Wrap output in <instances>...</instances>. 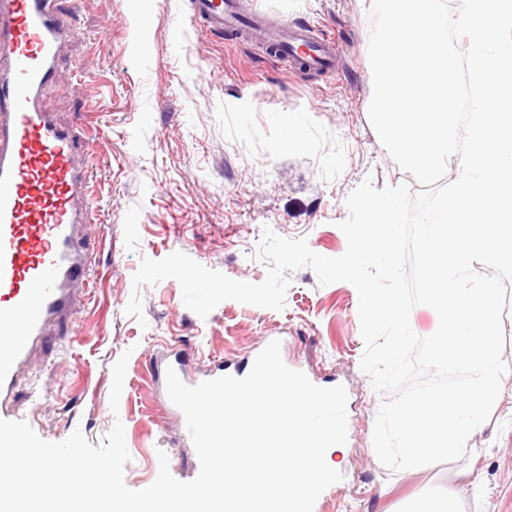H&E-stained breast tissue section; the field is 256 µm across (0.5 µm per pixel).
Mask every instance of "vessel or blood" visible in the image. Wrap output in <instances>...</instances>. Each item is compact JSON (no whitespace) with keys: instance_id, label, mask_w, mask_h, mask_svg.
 Here are the masks:
<instances>
[{"instance_id":"1","label":"vessel or blood","mask_w":512,"mask_h":512,"mask_svg":"<svg viewBox=\"0 0 512 512\" xmlns=\"http://www.w3.org/2000/svg\"><path fill=\"white\" fill-rule=\"evenodd\" d=\"M194 7L211 34L250 35L268 58L300 70L336 66L335 39L312 26L269 23L240 0ZM76 34L58 0H0V419H14L18 371L91 282V153L41 105L62 78L60 48Z\"/></svg>"}]
</instances>
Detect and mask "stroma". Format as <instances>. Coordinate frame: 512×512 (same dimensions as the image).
<instances>
[{
    "label": "stroma",
    "instance_id": "1",
    "mask_svg": "<svg viewBox=\"0 0 512 512\" xmlns=\"http://www.w3.org/2000/svg\"><path fill=\"white\" fill-rule=\"evenodd\" d=\"M242 3L335 36V69L269 64L257 48L206 31L193 0H71L69 22L80 37L58 65L73 77L47 93L46 105L92 148L102 176L93 228L99 248L93 285L66 335L50 336L20 375L19 416L44 440L79 430L94 445L121 421L131 454L128 488L154 482L162 452L172 475L190 481L197 454L165 400V362L180 355L193 376L218 361L241 373L275 339L284 361L348 394L346 451L337 457L343 479L322 493L315 512H405L411 501L442 490L455 493L459 512H512V373L490 421L470 436L468 458L393 471L373 448L380 397L360 368L353 285H319L304 267L291 275L283 310L226 300L204 318L185 306L174 279L134 287L141 258L176 251L231 279L262 282L269 263L258 245L266 228L340 256L346 199L365 178L378 189H424L392 161L369 121L370 20L361 0ZM93 56L99 68L77 74L78 62ZM284 114L299 117L295 134L281 123ZM135 291L141 323L125 313ZM125 352L114 411L112 366Z\"/></svg>",
    "mask_w": 512,
    "mask_h": 512
}]
</instances>
